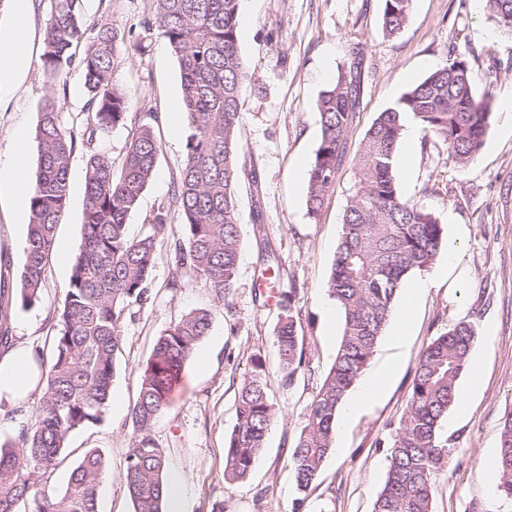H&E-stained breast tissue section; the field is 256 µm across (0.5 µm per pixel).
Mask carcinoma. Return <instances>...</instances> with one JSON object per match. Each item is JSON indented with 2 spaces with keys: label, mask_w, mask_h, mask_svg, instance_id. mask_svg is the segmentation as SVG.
I'll use <instances>...</instances> for the list:
<instances>
[{
  "label": "carcinoma",
  "mask_w": 512,
  "mask_h": 512,
  "mask_svg": "<svg viewBox=\"0 0 512 512\" xmlns=\"http://www.w3.org/2000/svg\"><path fill=\"white\" fill-rule=\"evenodd\" d=\"M49 2L42 68L52 79L73 65L81 69L91 130L87 139L78 140L55 97H45L36 131L27 245L16 288L25 309L40 301L57 225L68 207L73 154L124 126L131 99L115 74L124 35L109 23L90 22L84 0ZM413 2L384 0L385 36L402 34ZM485 5L512 33V0H485ZM239 10L240 0H151V14L142 27L165 38L179 65L188 126L185 162L171 200L158 208L150 231L132 238L127 219L155 175L160 152L152 127L143 125L132 138L118 169L108 153L87 151L83 240L55 314L58 333L51 336L49 352L35 353L37 405L29 421L0 441V512H97L106 466L99 450L82 452L63 488L51 487L49 480L64 460L71 432L103 417L122 349L125 310L153 298V271L171 211L178 213L185 232V240L172 248L175 267L203 279L219 303L234 290L241 248L238 186L247 173L256 178L255 172H247L240 143L246 71L239 50ZM82 43L86 48L77 57L72 49ZM360 94L358 72L349 67L339 71L316 101L321 138L307 173V211L314 220L335 184ZM492 103L490 91H477L468 61L456 57L408 89L364 135L352 160L353 193L327 285L343 317L342 332L292 449L290 464L301 494L294 512L334 447L339 407L368 367L400 289L414 272L432 267L446 242L439 218L398 188L394 164L406 125L415 121L425 143L446 146L456 164L467 167L488 135ZM293 297L292 291L281 294L274 333L279 367L290 381L306 366ZM212 320L210 309L182 314L157 337L140 375L125 474L133 512H166V455L152 428ZM476 341L471 323L461 320L425 347L373 512H434L433 475L451 453L440 430ZM275 419L265 362L256 357L239 386L237 422L225 442L227 479L247 480ZM495 483L499 495L512 502V413L501 428Z\"/></svg>",
  "instance_id": "carcinoma-1"
}]
</instances>
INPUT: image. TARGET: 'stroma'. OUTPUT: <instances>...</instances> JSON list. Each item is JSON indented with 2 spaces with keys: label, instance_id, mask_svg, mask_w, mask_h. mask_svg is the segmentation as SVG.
<instances>
[{
  "label": "stroma",
  "instance_id": "35a3bbf8",
  "mask_svg": "<svg viewBox=\"0 0 512 512\" xmlns=\"http://www.w3.org/2000/svg\"><path fill=\"white\" fill-rule=\"evenodd\" d=\"M250 19L239 29L248 78L242 92L241 146L256 182H241L239 276L233 294L217 303L204 283L176 270L169 246L182 235L171 215L158 251L153 298L124 314L123 344L112 394L121 411L79 429L71 447L99 449L106 468L102 490L110 512H133L125 484L130 409L156 338L188 311L206 308L214 317L201 342L205 368L188 362L181 393L154 423L152 435L167 456L166 470L189 480L187 512H293L297 492L289 456L305 423L306 406L332 365L338 336L329 334L325 305L341 221L350 198V159L380 112L448 59L465 56L477 74V90H490L489 134L477 160L459 167L446 147L401 144L395 176L402 195L434 212L449 242L459 243L465 279L421 272L428 286L416 297L411 335L401 348L380 339L373 362L397 356L400 367L383 394L342 434L340 451L326 458L307 493L302 512H372L388 466L389 448L407 410L413 370L427 344L460 320L475 327L474 351L483 363V384L465 412L450 410L441 429L451 448L433 477L434 512H512L491 479L502 421L512 411V33L498 25L483 0H414L408 25L384 37V0H246ZM149 0H85L91 22L112 24L127 37L116 77L131 92L124 128L96 139L94 149L121 163L132 136L151 125L160 143L156 174L128 218L133 236L145 234L157 209L170 198L185 159L186 126H173L181 111L180 73L167 41L144 33ZM49 0H32L28 16L29 67L24 78L0 81V162L13 149L17 130L35 137L39 106L55 93L66 122L85 128L88 114L78 68L47 82L41 68ZM357 65L360 107L347 134L345 155L319 221L307 215L305 174L321 137L315 109L321 91L341 67ZM85 152L71 160L67 212L57 236L77 254L83 237ZM10 200L0 201V291L17 286L25 245ZM72 265L52 256L40 302L22 308L10 300L0 322L16 342L46 348L53 312L65 298ZM294 290L307 369L286 381L273 343L279 305L273 291ZM266 366L277 410L266 447L249 478H224V446L236 423L239 385L254 357Z\"/></svg>",
  "mask_w": 512,
  "mask_h": 512
}]
</instances>
